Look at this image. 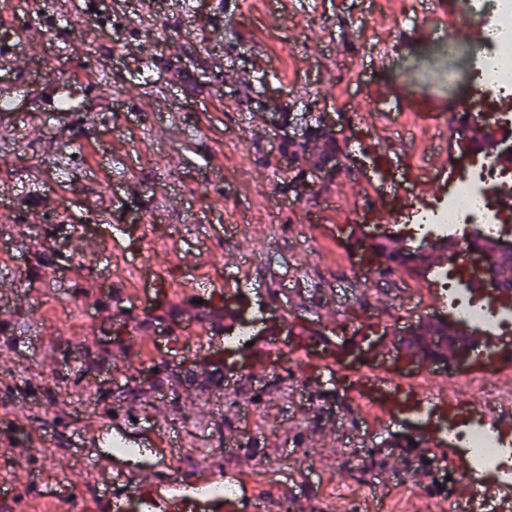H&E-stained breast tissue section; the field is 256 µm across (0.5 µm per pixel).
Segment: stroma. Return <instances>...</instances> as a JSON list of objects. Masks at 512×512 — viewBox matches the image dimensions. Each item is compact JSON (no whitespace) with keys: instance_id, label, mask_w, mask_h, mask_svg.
Returning <instances> with one entry per match:
<instances>
[{"instance_id":"35a3bbf8","label":"stroma","mask_w":512,"mask_h":512,"mask_svg":"<svg viewBox=\"0 0 512 512\" xmlns=\"http://www.w3.org/2000/svg\"><path fill=\"white\" fill-rule=\"evenodd\" d=\"M0 15V46L35 56L0 69V97L18 108L0 119V485L26 490L24 512H63L54 495L68 480L96 494L113 473L155 467L207 485L219 463L268 512H431L463 494L464 458L363 407L348 372L328 382L291 358L224 366L213 385L201 360L154 345L180 335L200 278L261 329L295 336L450 319L431 273L355 275L351 245L378 186L376 148L399 170L429 166L420 205L444 194L427 134L449 138V159L467 152L448 123L470 97L481 29L436 0H0ZM59 76L83 111L47 112ZM148 221L171 232L146 248ZM143 259L170 281L154 314L130 306ZM87 287L101 301L77 322L68 303ZM247 405L257 424H244ZM107 410L134 415L123 434L143 453L98 445ZM159 433L184 456L155 447ZM43 439L48 455H32Z\"/></svg>"}]
</instances>
